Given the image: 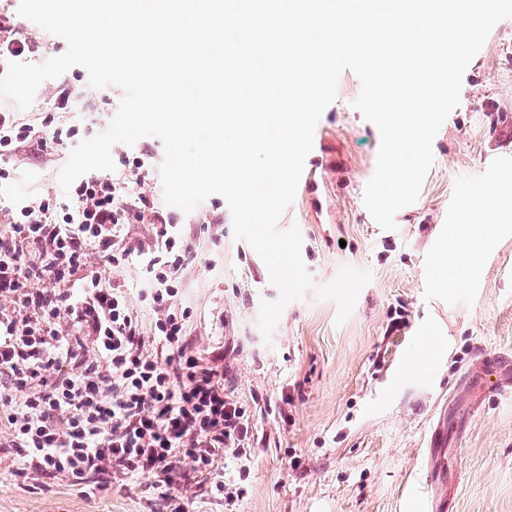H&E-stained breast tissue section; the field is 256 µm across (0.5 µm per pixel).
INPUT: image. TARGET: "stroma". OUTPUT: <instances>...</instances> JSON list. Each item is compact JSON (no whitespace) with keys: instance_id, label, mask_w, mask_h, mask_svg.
Here are the masks:
<instances>
[{"instance_id":"1","label":"stroma","mask_w":512,"mask_h":512,"mask_svg":"<svg viewBox=\"0 0 512 512\" xmlns=\"http://www.w3.org/2000/svg\"><path fill=\"white\" fill-rule=\"evenodd\" d=\"M0 19L33 40L27 63L40 64L67 44L20 17L13 0H0ZM72 97L56 107L61 88ZM361 83L350 71L315 129L317 193H304L278 227H298L302 259L315 285L330 283L341 266L370 271L344 322L337 305L307 292L283 310L271 338L257 324L261 301L276 300L261 257L235 240L225 198L215 194L192 212L165 205L162 142L148 136L111 148L139 158L145 189L162 203L176 234L192 248L177 300L193 311L191 338L224 355L234 398L253 415L254 437L240 463L242 494L232 510L222 495L188 488L189 512H413L416 495L437 493L423 452L430 431L444 427L439 477L453 512H512V397L479 398L463 437L447 427L457 415L465 372L478 350L512 348V19L497 23L467 67L459 106L433 141L434 164L418 200L381 229L363 197L372 177L380 134L354 108ZM123 97L120 88L91 86L74 67L41 83L18 122L40 127L53 114L55 129L73 137L51 152L20 146L5 158L0 179V228L26 197L61 198L58 170L80 141L104 131ZM496 190L500 215L487 224L477 203ZM158 225L122 229L133 247L119 269L97 253L88 257L103 281L124 288L139 304L147 250ZM478 249L461 262L459 236ZM440 482V483H441ZM0 512H166L149 477L87 498L56 480L37 485L0 461Z\"/></svg>"}]
</instances>
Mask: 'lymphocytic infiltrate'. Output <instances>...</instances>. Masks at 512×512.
<instances>
[{"label":"lymphocytic infiltrate","instance_id":"1","mask_svg":"<svg viewBox=\"0 0 512 512\" xmlns=\"http://www.w3.org/2000/svg\"><path fill=\"white\" fill-rule=\"evenodd\" d=\"M0 127V156L59 142L8 111ZM140 169L129 166L123 183L89 175L63 207L30 202L0 235V449L18 476L66 481L89 498L145 475L170 512H186L191 486L230 506L222 462L245 455L251 416L223 354L188 336L193 312L177 296L191 248L165 229ZM144 221L161 227L140 294L148 324L124 289L87 270L93 251L123 264L133 248L121 228Z\"/></svg>","mask_w":512,"mask_h":512}]
</instances>
